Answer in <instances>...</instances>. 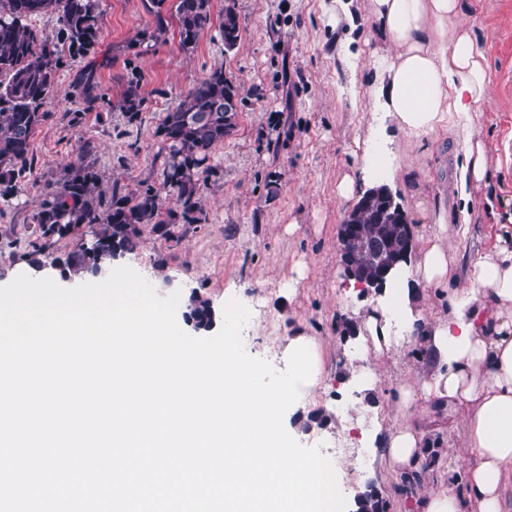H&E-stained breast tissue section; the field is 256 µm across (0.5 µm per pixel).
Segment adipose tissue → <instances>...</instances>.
Here are the masks:
<instances>
[{
    "label": "adipose tissue",
    "mask_w": 512,
    "mask_h": 512,
    "mask_svg": "<svg viewBox=\"0 0 512 512\" xmlns=\"http://www.w3.org/2000/svg\"><path fill=\"white\" fill-rule=\"evenodd\" d=\"M372 34L387 44L368 61L370 95L410 140L436 142L447 132L463 159L454 171L462 202L438 210L418 237L414 260L358 314L362 361L413 351L420 368L400 380L381 417L386 466L418 479L414 512H505L512 484V237L451 269L449 225L467 229L468 203L490 159L473 131L476 105L489 77L483 51L463 20L459 0H369ZM433 289L442 312H426L421 295ZM458 415L462 463L447 462L449 479L429 482L430 415ZM463 480H456L457 471Z\"/></svg>",
    "instance_id": "1"
}]
</instances>
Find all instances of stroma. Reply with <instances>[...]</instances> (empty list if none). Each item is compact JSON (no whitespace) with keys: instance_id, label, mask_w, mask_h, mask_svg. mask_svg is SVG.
Wrapping results in <instances>:
<instances>
[{"instance_id":"obj_1","label":"stroma","mask_w":512,"mask_h":512,"mask_svg":"<svg viewBox=\"0 0 512 512\" xmlns=\"http://www.w3.org/2000/svg\"><path fill=\"white\" fill-rule=\"evenodd\" d=\"M461 5L491 78L474 132L485 141L492 165L469 206L466 236L454 240L459 253L471 257L492 248L512 222V0ZM224 6L225 0H210L211 24L185 50L177 29L158 41L149 38L143 0H100L101 37L94 53L65 58L49 116L30 142L33 167L17 194L0 197V286L30 274L41 193L83 144L91 146L86 160L99 176L103 197L157 184V128L164 113L187 88L223 68L240 84L243 101L234 131L211 154L200 194L205 222L185 225L174 247L143 227L135 251L114 264L132 267L162 297L196 294L218 313L229 300L239 301L251 313L241 330L246 353L276 370L285 365L268 338L300 332L321 337L319 399L287 410L286 430L332 462L360 458V468L343 476L347 505L372 487L386 500L387 512H410V500L397 493L395 477L380 463L374 412L345 418L359 385L349 372L358 354L348 330L357 327L367 299L344 286L338 234L353 204L337 197L336 185L355 164L354 137L378 130L391 140L404 174L391 184L378 171L370 183L389 184L412 231H419L424 219L415 192L425 195L429 211L451 204L448 140L418 145L382 125L368 96L372 71L353 69L346 55L351 49L367 56L381 46L377 40L364 43L360 35L370 23L366 6L356 10L352 25L338 26L329 17L332 0H235L240 38L231 50L219 32ZM89 69L98 83L92 102L76 92ZM131 81L144 99L133 120L116 106Z\"/></svg>"}]
</instances>
